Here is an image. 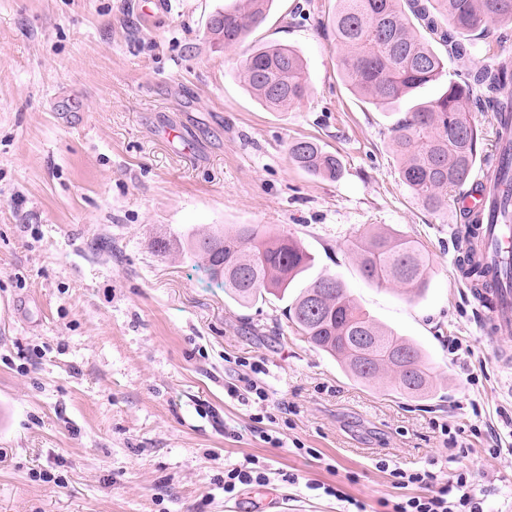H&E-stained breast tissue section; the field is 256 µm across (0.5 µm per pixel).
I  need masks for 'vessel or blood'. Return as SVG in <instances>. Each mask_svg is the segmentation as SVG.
<instances>
[{
  "label": "vessel or blood",
  "mask_w": 512,
  "mask_h": 512,
  "mask_svg": "<svg viewBox=\"0 0 512 512\" xmlns=\"http://www.w3.org/2000/svg\"><path fill=\"white\" fill-rule=\"evenodd\" d=\"M494 191V184L489 181L461 201L460 209L468 218L462 233L467 238L478 237L483 243L476 258L481 274L476 288L471 291L481 323L485 330L507 336L512 334V291L501 284L498 258L512 251V234L490 221L488 200Z\"/></svg>",
  "instance_id": "1"
}]
</instances>
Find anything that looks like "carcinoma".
Wrapping results in <instances>:
<instances>
[{
  "instance_id": "1",
  "label": "carcinoma",
  "mask_w": 512,
  "mask_h": 512,
  "mask_svg": "<svg viewBox=\"0 0 512 512\" xmlns=\"http://www.w3.org/2000/svg\"><path fill=\"white\" fill-rule=\"evenodd\" d=\"M331 23L344 50L342 76L350 90L378 107H393L412 92L439 81L445 64L432 42L447 47L464 71L434 99L397 120L391 137L402 184L428 211L448 209V194L469 178L481 146L468 118L475 102L500 117L512 114V59L477 62L466 45L488 22L512 23V0H336ZM273 0H233L208 27L210 41L239 46L266 20ZM239 76L265 107L282 111L309 90L304 62L283 45L254 48ZM288 155L302 171L334 180L339 157L309 139H296ZM185 250L199 259L241 305L272 295L291 298L287 319L315 348L336 358L353 378L373 383L388 375L397 392L422 397L432 379L420 345L363 312L342 281L320 275L294 291L312 267V257L292 235H270L255 224L231 232L206 227L188 235ZM362 275L377 284H396L413 295L428 287L430 258L415 240L374 233L350 242Z\"/></svg>"
}]
</instances>
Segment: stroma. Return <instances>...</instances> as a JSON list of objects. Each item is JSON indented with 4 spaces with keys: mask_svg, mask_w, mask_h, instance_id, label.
<instances>
[{
    "mask_svg": "<svg viewBox=\"0 0 512 512\" xmlns=\"http://www.w3.org/2000/svg\"><path fill=\"white\" fill-rule=\"evenodd\" d=\"M139 2L0 0V512H392L427 493L394 466L470 470L484 512H512V335L490 337L461 278L457 199L426 211L391 147L439 84L394 110L354 96L336 0H274L226 50L207 35L225 0ZM472 42L480 61L512 55V26ZM270 44L306 64L283 112L237 76ZM302 137L336 153L338 179L292 164ZM213 224L291 233L313 273L422 345L433 395L354 380L284 301L237 304L183 250ZM374 227L429 253L422 295L360 275L348 245ZM256 362L265 405L227 393ZM251 460L267 482L225 492Z\"/></svg>",
    "mask_w": 512,
    "mask_h": 512,
    "instance_id": "35a3bbf8",
    "label": "stroma"
}]
</instances>
